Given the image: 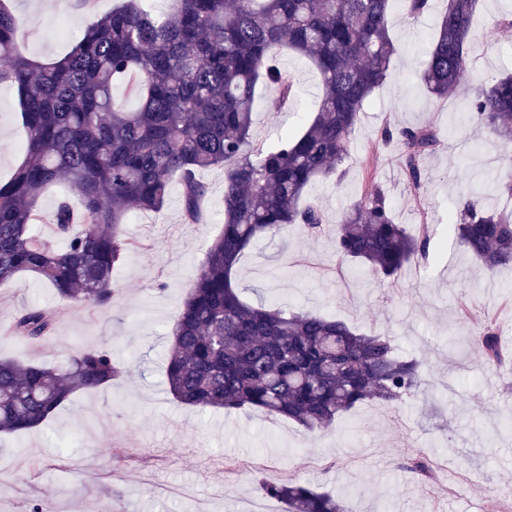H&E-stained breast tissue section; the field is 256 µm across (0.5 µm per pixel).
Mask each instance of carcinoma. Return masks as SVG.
I'll list each match as a JSON object with an SVG mask.
<instances>
[{"mask_svg":"<svg viewBox=\"0 0 512 512\" xmlns=\"http://www.w3.org/2000/svg\"><path fill=\"white\" fill-rule=\"evenodd\" d=\"M121 0L90 24L62 58L39 63L23 50L33 20L0 0V85L17 89L26 155L0 182V281L32 274L64 301L108 309L113 270L144 243L128 233L130 212L157 211L179 182L184 220L198 224L208 187L199 174L224 172V225L207 246L172 328L166 383L193 408L257 409L310 433L357 407H398L423 394V362L401 355L380 333L309 311L253 304L237 283L239 261L260 237L296 226L307 235L323 216L307 187L337 173L349 157L360 114L391 71L396 52L392 0ZM477 0H448L420 80L443 101L469 81L462 115L497 136L505 166L485 194L512 196V74L491 84L470 67ZM281 49L310 60L322 96L313 119L264 149L251 131L257 87L286 103L295 80L276 60ZM125 85L135 110L112 94ZM401 149L407 188L422 189L421 159L439 137L428 126L385 127ZM70 195L49 214L38 207L50 185ZM458 245L487 271L512 267V219L475 200L449 218ZM48 224L44 235L38 225ZM336 253L394 284L426 259L428 235L398 222L377 187L351 203L336 225ZM53 312L23 309L4 337L35 344ZM475 343L502 364L499 327L486 320ZM121 374L108 348L84 350L54 368L0 359V436L38 428L80 390ZM263 493L285 512H347L344 501L301 481L263 478Z\"/></svg>","mask_w":512,"mask_h":512,"instance_id":"obj_1","label":"carcinoma"}]
</instances>
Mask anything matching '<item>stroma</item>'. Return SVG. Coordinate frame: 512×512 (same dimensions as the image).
<instances>
[{
    "mask_svg": "<svg viewBox=\"0 0 512 512\" xmlns=\"http://www.w3.org/2000/svg\"><path fill=\"white\" fill-rule=\"evenodd\" d=\"M33 19L26 54L44 63L64 56L85 28L116 0H9ZM446 0L410 17L402 0L391 10L397 52L387 81L361 114L343 178L312 183L306 197L321 209L325 229L308 237L289 229L257 240L243 258L238 283L250 301L276 303L339 319L362 332L391 336L399 350L425 358L427 394L400 408L368 403L312 435L262 412L249 414L179 405L165 385L168 336L207 244L224 222V173L203 171L209 186L205 220L185 223L181 191L171 184L163 207L132 213L131 236L146 248L126 252L114 271L109 309L62 303L41 279L0 283V329L22 309L57 311L54 331L35 345L0 340V358L50 367L85 349L111 348L122 373L112 385L73 394L46 425L0 441V512H283L257 480L300 479L345 499L350 512H512V270H479L455 243L450 212L503 165L497 140L460 118L461 98L432 99L418 79ZM512 0H479L472 69L482 79L512 73V28L498 26ZM297 95L281 105L258 89L252 141L265 145L300 132L321 96L318 73L305 57L284 52ZM429 125L440 143L421 162L423 193L413 198L397 144L381 143L385 126ZM19 97L0 87V180L24 156ZM381 187L397 220L412 231L428 226L430 258L384 285L341 259L335 225L355 200ZM495 316L506 356L487 366L473 335ZM427 457L436 480L424 486L402 466Z\"/></svg>",
    "mask_w": 512,
    "mask_h": 512,
    "instance_id": "obj_1",
    "label": "stroma"
}]
</instances>
